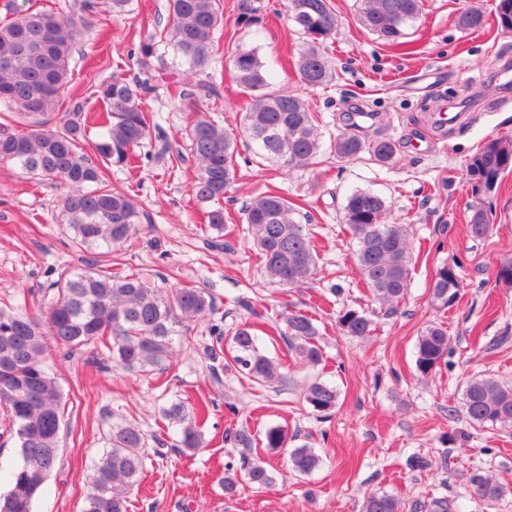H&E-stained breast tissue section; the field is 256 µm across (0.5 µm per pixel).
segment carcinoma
I'll return each instance as SVG.
<instances>
[{
  "label": "carcinoma",
  "instance_id": "1",
  "mask_svg": "<svg viewBox=\"0 0 512 512\" xmlns=\"http://www.w3.org/2000/svg\"><path fill=\"white\" fill-rule=\"evenodd\" d=\"M291 19L305 41L296 60L299 81L307 87L328 84L332 65L321 50L336 29V15L330 0H292ZM359 21L366 29L402 47L403 29L414 21L421 0H358ZM94 5L84 0L79 11L61 18L44 10L22 11L0 22V107L7 118L14 110L28 118V130L19 133L0 125V162L60 181L68 189L63 200L67 224L74 246L98 250V260L78 270L56 271L52 282L54 297L38 314L6 306L0 307V357L9 367L0 368V412L14 433L21 461L8 475L9 489L0 496V512H33L43 494L50 472L60 460L63 425L62 393L56 379L43 363L47 339L53 338L65 355L102 351L112 362L141 372L164 370L173 357L174 338L187 337L190 324L215 311L214 296L203 288L167 289L151 284L137 274L120 275L108 269L112 248L124 244L137 232L144 213L124 190L112 186L108 171L113 166L130 167L139 147L159 128L155 115L141 106L152 93L155 73L167 70L159 54V40L150 35L140 41V77H121L96 86L94 97L106 107L107 119L95 144V155L84 148L87 122L83 105L70 103L73 118L54 129L49 116L63 102L74 42L89 27ZM261 0H237L239 22L257 31L264 29ZM173 49L181 65L193 74L203 70L214 53V33L222 25L221 0H168ZM498 27L512 32V0H498ZM457 24L464 30L484 25V15L475 8L462 11ZM236 81L250 96L249 109L240 125L255 143L257 157L279 168L307 169L318 163L323 152L322 132L300 95L273 87L271 71L265 68L257 50H240L232 58ZM193 97L219 98L221 86L211 80L196 84ZM189 150L199 173L193 194L200 201L218 202L236 179L237 140L217 120L205 112L189 117ZM330 151L339 159H354L363 153L379 163L396 154L387 139L369 141L357 126L348 124L330 142ZM512 169V141L494 139L485 143L468 162L467 176L472 191L490 192L500 176ZM297 205L283 194L270 190L253 198L244 210L243 232L251 237L263 264L266 279L285 288H298L317 273L318 254L313 234L294 214ZM387 204L370 190L350 193L343 208V222L351 235L354 256L364 285L381 305L394 309L406 296L411 271V225L389 224ZM214 231L212 247L223 245L224 209L208 212L205 231ZM490 230L488 210L470 207L468 231L484 238ZM457 262L437 268L430 283L431 298L441 307L451 306L458 287ZM248 315L226 329L220 321L208 326V340L201 343L211 360L224 359V367L234 369L263 384L284 381L280 364L269 357L261 336H276L303 365L314 367L323 361L319 329L314 318L304 312L284 310L269 316L245 297L234 300ZM346 336L366 338L373 321L366 314L346 309L337 318ZM451 354L448 329L428 324L416 342L415 366L419 376L428 378L448 365ZM338 387L320 378L304 389L303 399L312 412L328 418L339 403ZM466 417L479 425L512 428V384L490 376H475L462 391ZM175 437L174 447L195 451L201 447L198 412L188 402L170 401L161 409ZM230 439L240 455V467L225 464L224 492L232 493L240 483L267 486L274 480L264 462L251 459L254 438L242 426ZM264 448L270 453L288 450V465L299 475L317 469L321 457L308 446L287 449L288 436L279 426L264 432ZM148 437L136 423L122 419L112 422L105 435V447L94 464L90 490L82 512H128L127 494L140 481ZM412 470L448 469V454L427 458L416 454L407 459ZM470 495L488 506L505 493L501 484L479 472L469 477ZM360 512H451L446 498L425 500L410 497L405 502L386 492H370Z\"/></svg>",
  "mask_w": 512,
  "mask_h": 512
}]
</instances>
